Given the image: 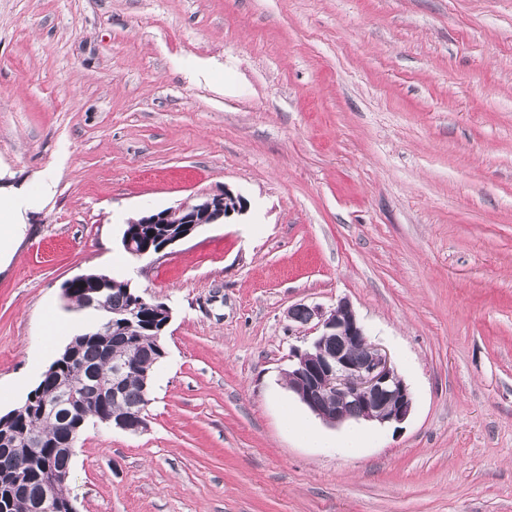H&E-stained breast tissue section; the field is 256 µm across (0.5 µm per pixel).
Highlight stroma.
Returning a JSON list of instances; mask_svg holds the SVG:
<instances>
[{
    "label": "stroma",
    "mask_w": 512,
    "mask_h": 512,
    "mask_svg": "<svg viewBox=\"0 0 512 512\" xmlns=\"http://www.w3.org/2000/svg\"><path fill=\"white\" fill-rule=\"evenodd\" d=\"M0 186L38 200L0 269V414L97 318L65 281L172 311L146 428L78 442V512H512V0H0ZM223 189L245 215L124 250ZM342 299L414 396L354 449L287 377L289 308ZM246 211L247 202L241 196H234L229 190L224 189L219 193L196 198L194 201H184L177 207L148 212L134 224H125L122 238L129 226L135 224H175L180 225V228L177 232L168 233L159 239L154 250L151 249L152 243L143 242L142 236L136 232L127 233L123 239L124 246L135 258L150 257L189 239L203 225L222 224L233 214L242 215Z\"/></svg>",
    "instance_id": "obj_1"
}]
</instances>
